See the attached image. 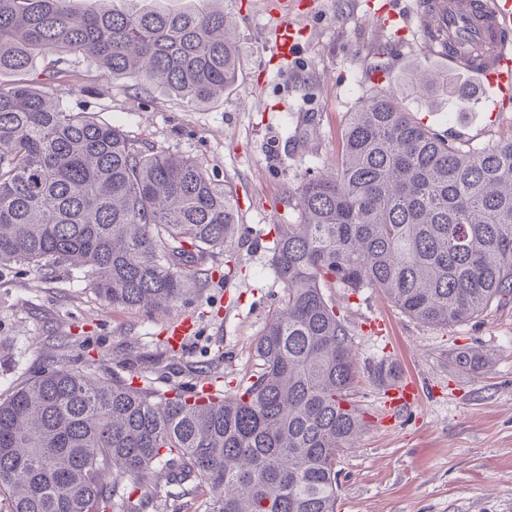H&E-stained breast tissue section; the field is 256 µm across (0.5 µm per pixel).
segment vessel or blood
I'll return each mask as SVG.
<instances>
[{"instance_id":"1","label":"vessel or blood","mask_w":512,"mask_h":512,"mask_svg":"<svg viewBox=\"0 0 512 512\" xmlns=\"http://www.w3.org/2000/svg\"><path fill=\"white\" fill-rule=\"evenodd\" d=\"M423 31L438 32L426 46L447 60L449 69L483 78L502 99H512V0H420ZM307 31L297 20L283 19L274 29L273 54L286 62L302 46ZM419 391L410 380H395L389 406L411 405Z\"/></svg>"}]
</instances>
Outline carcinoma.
<instances>
[{
    "mask_svg": "<svg viewBox=\"0 0 512 512\" xmlns=\"http://www.w3.org/2000/svg\"><path fill=\"white\" fill-rule=\"evenodd\" d=\"M67 52L189 103L236 80L224 0H0V73L51 56L42 75L56 80ZM401 85L477 101L418 65ZM292 197L298 223L273 225L284 295L255 343L256 380L226 396L50 365L0 398V512H144L134 495L157 467L193 512H336V460L365 415L351 333L322 286L376 288L443 327L511 303L512 137L466 149L377 94L349 113L338 165ZM237 224L199 162L131 140L36 78L0 86V266L68 265L114 306L166 307Z\"/></svg>",
    "mask_w": 512,
    "mask_h": 512,
    "instance_id": "obj_1",
    "label": "carcinoma"
}]
</instances>
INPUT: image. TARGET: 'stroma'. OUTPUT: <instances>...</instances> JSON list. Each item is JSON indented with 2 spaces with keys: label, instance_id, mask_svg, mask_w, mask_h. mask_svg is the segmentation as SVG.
Returning a JSON list of instances; mask_svg holds the SVG:
<instances>
[{
  "label": "stroma",
  "instance_id": "stroma-1",
  "mask_svg": "<svg viewBox=\"0 0 512 512\" xmlns=\"http://www.w3.org/2000/svg\"><path fill=\"white\" fill-rule=\"evenodd\" d=\"M225 0L237 24L234 84L209 105H193L129 79L102 77L81 54L67 55L64 78L46 90L100 122L202 164L230 191L238 231L202 262L209 275L164 309H127L98 297L83 273L45 276L0 267V395L52 363L109 375L144 368L157 389L212 382L235 393L255 372L253 344L284 286L271 267L273 225L294 224L289 191L307 174L338 163L350 112L369 96L398 88L412 66L446 69L420 35L417 0ZM302 11L308 37L293 60L269 46L282 6ZM412 117L463 147L512 136V107L491 95L464 109L413 96ZM236 267L227 270V259ZM352 334L359 372L386 362L422 398L393 415L382 386L362 380L354 399L368 424L338 460L336 512H512V304L448 328L403 314L374 288L322 287ZM184 336L173 344L174 328ZM480 353L476 371L457 352Z\"/></svg>",
  "mask_w": 512,
  "mask_h": 512
}]
</instances>
